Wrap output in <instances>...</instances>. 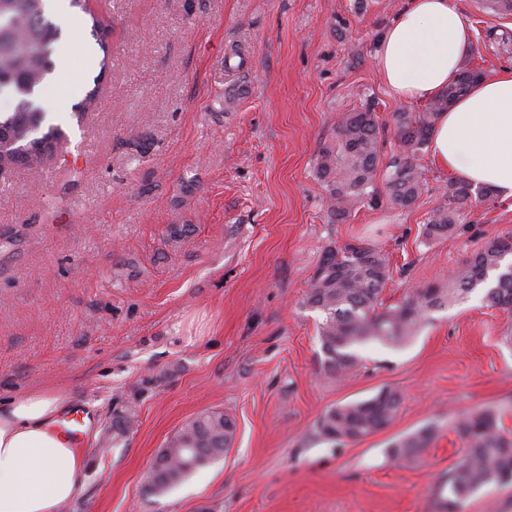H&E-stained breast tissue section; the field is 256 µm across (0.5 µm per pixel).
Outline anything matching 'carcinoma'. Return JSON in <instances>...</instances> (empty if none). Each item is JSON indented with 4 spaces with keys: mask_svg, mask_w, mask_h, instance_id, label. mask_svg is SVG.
Masks as SVG:
<instances>
[{
    "mask_svg": "<svg viewBox=\"0 0 512 512\" xmlns=\"http://www.w3.org/2000/svg\"><path fill=\"white\" fill-rule=\"evenodd\" d=\"M46 0H0V95L14 101L0 112V164L9 165L25 149L39 158L52 155L64 134L54 124L44 125L45 113L36 103V89L51 70V55L61 29L46 14ZM482 77L465 69L448 89L419 112L395 115V137L401 151L385 166L387 202L397 208L411 206L427 187L415 163L428 146L439 114ZM381 161L378 124L370 111L344 112L336 125V139L324 145L316 173L326 192L333 220L344 221L353 208L369 200L378 203L374 186ZM493 190L462 180L448 183L443 202L430 211L419 229L424 243L452 236L467 209L489 200ZM512 232L478 247L471 258L448 276V287L433 283L407 291L402 301L383 306L380 296L390 276L388 257L367 245L347 243L324 249L309 280L303 305L320 313V363L334 379L349 376L361 363V351L377 343L396 347L413 337L429 312L461 302L476 289L489 308L512 312ZM400 394L391 389L374 396L327 409L316 423V436L331 444L357 441L387 427L397 416ZM136 423L135 414H116L112 430L122 435ZM236 421L222 411L196 415L162 448L148 475V492L163 496L197 470L224 457L236 433ZM453 431L464 447L462 458L431 490L437 512H462L480 488L512 477V434L503 424V412L477 407L461 414ZM436 432L421 428L393 443L390 455L404 464L417 461L430 447Z\"/></svg>",
    "mask_w": 512,
    "mask_h": 512,
    "instance_id": "obj_1",
    "label": "carcinoma"
}]
</instances>
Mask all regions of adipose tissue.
I'll list each match as a JSON object with an SVG mask.
<instances>
[{
    "instance_id": "obj_1",
    "label": "adipose tissue",
    "mask_w": 512,
    "mask_h": 512,
    "mask_svg": "<svg viewBox=\"0 0 512 512\" xmlns=\"http://www.w3.org/2000/svg\"><path fill=\"white\" fill-rule=\"evenodd\" d=\"M470 41L451 0H409L379 38L380 77L405 101H430L455 80ZM430 151L443 169L511 199L512 70L477 81L442 112ZM67 403L52 389L0 403V512H57L76 496L84 458L52 427Z\"/></svg>"
}]
</instances>
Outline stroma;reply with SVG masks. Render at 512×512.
I'll return each mask as SVG.
<instances>
[{"label":"stroma","mask_w":512,"mask_h":512,"mask_svg":"<svg viewBox=\"0 0 512 512\" xmlns=\"http://www.w3.org/2000/svg\"><path fill=\"white\" fill-rule=\"evenodd\" d=\"M472 28L463 67L512 68V14L452 0ZM408 0H88L107 29V69L70 58L40 93L60 153L0 175V401L34 388L88 406L78 494L58 512H432L430 491L462 456L454 420L504 409L512 431V313L480 294L435 309L409 343L377 344L343 381L323 375L317 312L302 305L324 248L362 242L390 257L382 299L448 282L512 229V199L468 210L454 236L418 231L452 177L417 160L428 190L410 207L327 214L315 173L337 116L376 113L396 154L397 98L377 41ZM98 83L101 105L70 112ZM191 231L175 238L173 225ZM399 392L383 431L334 445L330 407ZM133 429L104 446L115 413ZM206 410L234 417L223 458L165 496L146 490L158 451ZM430 426L416 462L389 454Z\"/></svg>","instance_id":"1"}]
</instances>
